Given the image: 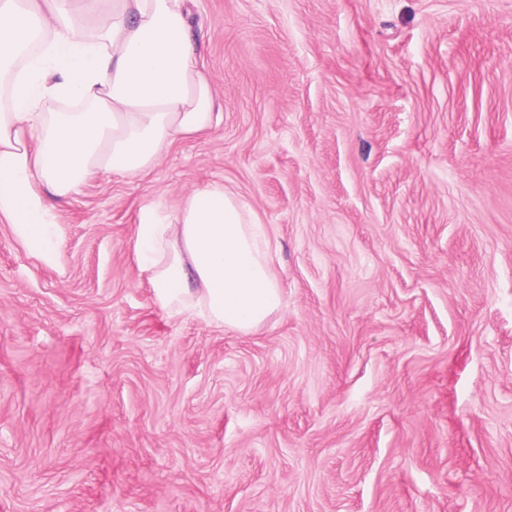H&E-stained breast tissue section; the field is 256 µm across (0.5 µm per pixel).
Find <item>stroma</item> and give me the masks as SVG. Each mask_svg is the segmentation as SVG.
I'll list each match as a JSON object with an SVG mask.
<instances>
[{"instance_id": "obj_1", "label": "stroma", "mask_w": 512, "mask_h": 512, "mask_svg": "<svg viewBox=\"0 0 512 512\" xmlns=\"http://www.w3.org/2000/svg\"><path fill=\"white\" fill-rule=\"evenodd\" d=\"M221 126L0 220V512H512V0H190ZM218 182L283 309L168 314L143 207Z\"/></svg>"}]
</instances>
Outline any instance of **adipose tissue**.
Here are the masks:
<instances>
[{
  "label": "adipose tissue",
  "instance_id": "1",
  "mask_svg": "<svg viewBox=\"0 0 512 512\" xmlns=\"http://www.w3.org/2000/svg\"><path fill=\"white\" fill-rule=\"evenodd\" d=\"M200 57L188 0H0V216L31 254L55 263V200L88 174H140L220 125ZM133 249L175 315L248 334L284 305L266 230L221 184L146 211Z\"/></svg>",
  "mask_w": 512,
  "mask_h": 512
}]
</instances>
